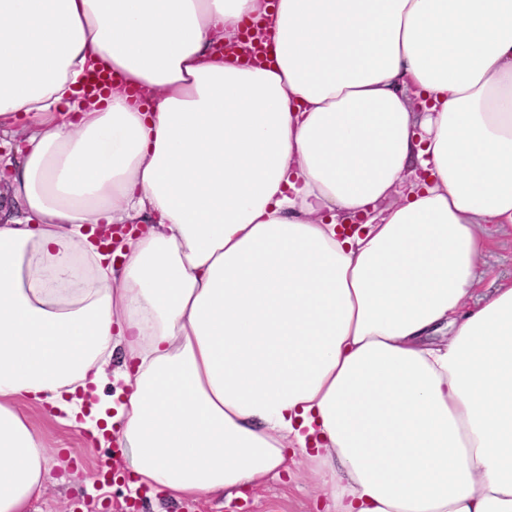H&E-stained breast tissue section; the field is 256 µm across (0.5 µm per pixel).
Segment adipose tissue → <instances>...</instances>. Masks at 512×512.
<instances>
[{"label": "adipose tissue", "mask_w": 512, "mask_h": 512, "mask_svg": "<svg viewBox=\"0 0 512 512\" xmlns=\"http://www.w3.org/2000/svg\"><path fill=\"white\" fill-rule=\"evenodd\" d=\"M252 17L259 66L219 50ZM23 116L0 512L47 489L33 400L176 500L303 454L336 512H512V280L477 273L512 226V0H0Z\"/></svg>", "instance_id": "obj_1"}]
</instances>
